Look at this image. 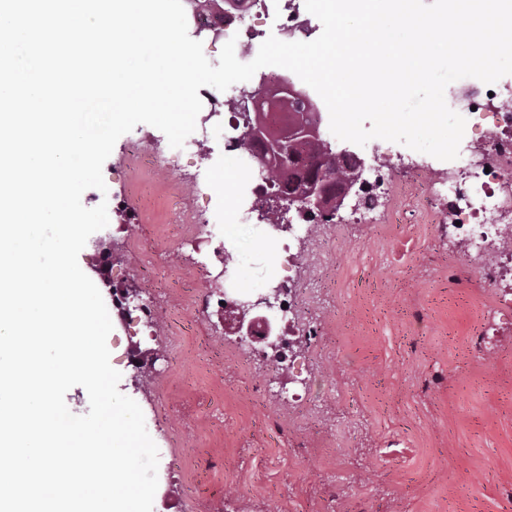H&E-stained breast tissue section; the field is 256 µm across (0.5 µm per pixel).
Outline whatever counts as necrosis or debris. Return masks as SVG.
<instances>
[{"label": "necrosis or debris", "instance_id": "necrosis-or-debris-1", "mask_svg": "<svg viewBox=\"0 0 512 512\" xmlns=\"http://www.w3.org/2000/svg\"><path fill=\"white\" fill-rule=\"evenodd\" d=\"M182 2L189 6L188 20L194 26L215 29L227 38L236 37L238 44L251 49L260 46L266 36L260 26L264 20L276 30L297 32L305 39L316 31L306 14L304 0H226L219 13L196 6L195 0ZM198 95L203 108L197 117L195 136L186 139L183 148L174 149L165 135H156L152 150L134 157L140 172L174 168L180 166L185 154L206 151L207 127L223 120L233 97L217 95L208 87L199 88ZM467 98V118L485 115L491 119L492 152H480L473 137L464 136L458 158L439 168L435 179H412L398 188L390 183L382 160H375L370 168V183L377 201L359 207L356 220L371 228L392 223L402 203L414 200L427 213L449 220L448 245L464 256L460 274L490 295L495 307L512 308V289L503 286L504 279L512 273V84L472 89ZM182 220L180 242L197 255L192 269L209 277L211 265L223 262L224 255L218 250L203 253L202 247L222 239L224 227L201 223L196 215H183ZM297 289L295 279H286L279 297L281 315L292 325L291 333L284 337L288 343L305 340L313 330Z\"/></svg>", "mask_w": 512, "mask_h": 512}]
</instances>
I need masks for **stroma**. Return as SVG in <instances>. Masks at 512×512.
Returning <instances> with one entry per match:
<instances>
[{"mask_svg": "<svg viewBox=\"0 0 512 512\" xmlns=\"http://www.w3.org/2000/svg\"><path fill=\"white\" fill-rule=\"evenodd\" d=\"M122 135L103 166L114 200L134 172ZM215 166L205 193L189 181L200 165L153 179L154 194L130 213H110L113 284L169 296L154 327L113 319L107 338L120 391L141 407L159 450L153 512H512V311L492 308L477 286L456 278L458 253L438 224L410 212L377 231L321 224L312 243L279 250L280 232L236 228L224 244L233 281L250 297L285 276H319L326 302L313 354L292 369L243 363L228 353L237 322L198 315L185 300L194 284L178 248L180 226L162 203L229 224L243 178L224 164V129L212 130ZM394 182L430 155L381 139Z\"/></svg>", "mask_w": 512, "mask_h": 512, "instance_id": "1", "label": "stroma"}]
</instances>
